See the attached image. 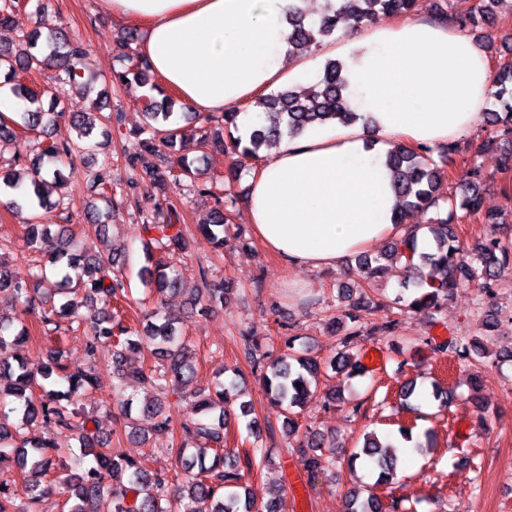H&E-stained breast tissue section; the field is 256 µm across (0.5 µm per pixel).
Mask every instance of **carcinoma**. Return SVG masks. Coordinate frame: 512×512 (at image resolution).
Returning <instances> with one entry per match:
<instances>
[{"instance_id": "cac0c4a2", "label": "carcinoma", "mask_w": 512, "mask_h": 512, "mask_svg": "<svg viewBox=\"0 0 512 512\" xmlns=\"http://www.w3.org/2000/svg\"><path fill=\"white\" fill-rule=\"evenodd\" d=\"M442 2L444 5L436 9L434 17L469 32L494 21L497 7L505 0ZM418 8L419 0H342L339 6L332 0H324L317 22H307L301 10L290 14L292 53L311 52L338 28H361L379 11L410 16ZM138 40V35L129 33L118 43L128 67L113 74L112 85L126 91L147 86L158 97L147 98L146 127L140 129L147 137H138L123 148L127 194L137 193L140 179L145 176L163 194L187 179H194L193 162L183 159L173 168L165 164L163 149L173 146L177 138L195 128L201 131L203 147L213 152L255 157L261 146H272L285 135L298 136L314 123L356 121L344 97L343 64L329 60L313 93L300 97L290 90L273 91L258 103L265 113V124L251 129L245 138L226 136L224 130L237 127L238 113L173 112L174 98L169 92L158 84H149L151 67L135 47ZM46 65L54 70L55 84L88 90V83L83 81L89 70L88 51L62 28L38 29L23 36L14 47H0V69L11 84L12 95L25 106L21 112L0 113V141L19 130L40 137L37 158L26 166L27 176L9 170L0 174V183L5 191L17 192L10 207L25 216L27 245L33 248L49 241L55 243L47 263L35 265L27 280L17 277L0 260V296H8L17 308L29 303L32 288L59 296V304L53 303L41 313V327L52 325L57 331L63 320L69 329L85 326L89 368L67 372L61 363V351L55 349L51 351L49 363L40 372H32L20 356L10 353V349L30 338L24 318L16 314L6 319L0 312V463L6 458L13 461L23 475L27 491V498L19 502L10 485L0 483V512H35L37 492L49 476L56 477V482L67 492V512H282L279 496L258 510L241 493L244 470L263 469L270 461V449L253 448L241 456L224 447L230 404L243 395L240 385L234 382L224 386L221 380L224 368L217 370L214 387L196 393L195 416L181 424V442L177 448H169L178 458L179 471L173 475L153 472L131 455H110L107 444L92 427L93 416L76 407L75 397L79 392L99 387L97 366L104 349L111 351L113 375L119 379V383L112 384V400L126 416L131 414L134 396L126 394L125 384L133 382L162 394H185L194 378L195 365L190 345L179 337L174 316L154 313L155 321L146 325L142 333L123 316L107 310L113 302L127 299L124 250L114 251L108 258L76 253L68 227L60 224L54 229L44 222L43 213L63 208L61 199L52 204L47 201L45 189L51 182L57 184L64 180L62 166L73 152L70 144L57 142L49 133L63 113L31 108L51 88L34 90L26 85L24 75ZM493 88L492 95L499 109L489 113L483 147L502 151L501 162L507 167L512 164V55L496 60ZM68 121L77 130L83 150L89 152L95 147L96 129L120 122L121 115L101 113L95 119L82 112L70 115ZM460 154V143L453 141L437 148H413L401 143L387 155L398 197L394 223H404L405 215L413 209H435L436 217L425 225L432 247L418 250L416 235L409 233L393 240L385 256L374 259L361 256L358 265L362 279L370 282L382 277L385 262L394 258L405 261L414 277V296L407 304L411 309L437 311L448 296L471 283L491 295L502 275L512 269V244L506 245L490 235L470 253L459 241L456 225L462 220L473 217L482 219L484 224H500L506 216L504 210L482 214V174L477 167L472 169L473 180L464 190L442 192L443 182L449 179V168ZM90 182L99 191L100 200L107 206L112 204V165L107 163L96 168L90 173ZM159 213L157 203L153 210L142 214L139 230L146 235V248H151L154 242L164 247L186 248L185 224L177 209L169 207L167 219L162 221L158 220ZM229 217L220 203L209 222L198 225L200 233L219 253L224 251V224ZM200 277L203 287L194 290L187 304L191 311L203 316L215 305L224 304L227 287L208 282L203 269ZM146 285L161 297L180 291L183 277L159 264L150 272ZM361 335L363 330L356 324L346 330L342 349L328 362L333 372L349 378L359 375L360 361L349 349ZM242 339L253 367L260 368L268 399L285 413V435H293L299 429L294 409L302 407L316 393L312 385L322 372L321 363L295 349L292 338L285 341L278 355L268 353L260 357L254 352L253 335L244 334ZM438 348L462 361H480L489 354L486 346L464 338H452ZM146 349L157 358L154 365L126 370V352ZM419 388L420 385L410 381L400 391L402 405L411 411L418 410L414 400ZM142 411L154 418L155 432L173 433L172 419L163 400L156 397L144 403ZM43 423L55 424L57 436L37 434L38 426ZM306 435V447L300 449L301 461L305 472L312 476L335 463L336 456L325 446L322 433L308 431ZM72 439L78 441L80 453L73 456L71 465L83 470L74 484L66 475L68 466L60 462L62 448L69 446ZM400 448L395 439L382 440L371 434L360 451L349 455L346 460L349 469L356 470V462L363 461L373 482L347 493L346 512H412V508L403 506L394 497L383 503L373 491L375 487L392 483L402 454Z\"/></svg>"}]
</instances>
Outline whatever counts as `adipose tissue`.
Instances as JSON below:
<instances>
[{"mask_svg": "<svg viewBox=\"0 0 512 512\" xmlns=\"http://www.w3.org/2000/svg\"><path fill=\"white\" fill-rule=\"evenodd\" d=\"M113 19L143 26V56L192 112L256 103L309 86L326 59L345 64L358 121H335L260 149L248 177L247 221L288 267L339 268L406 234L386 153L394 142L437 147L480 121L492 88L489 50L433 17L349 30L319 55L288 54V12L301 0H99Z\"/></svg>", "mask_w": 512, "mask_h": 512, "instance_id": "ef3b65f1", "label": "adipose tissue"}]
</instances>
